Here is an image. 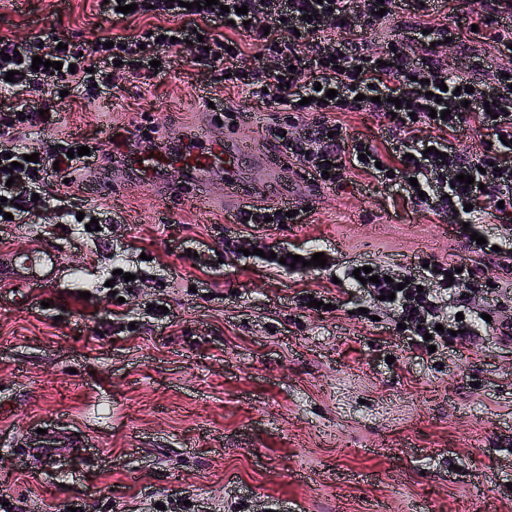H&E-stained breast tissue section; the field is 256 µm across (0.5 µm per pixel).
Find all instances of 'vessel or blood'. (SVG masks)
Instances as JSON below:
<instances>
[{"instance_id":"vessel-or-blood-1","label":"vessel or blood","mask_w":512,"mask_h":512,"mask_svg":"<svg viewBox=\"0 0 512 512\" xmlns=\"http://www.w3.org/2000/svg\"><path fill=\"white\" fill-rule=\"evenodd\" d=\"M195 145L191 150L172 152L157 149L153 153H136L126 157L127 166L135 169L147 183H155L159 172L170 166L181 167L198 181L204 182L216 174L224 176V207L227 214H235L247 198L254 196L255 190L247 185L240 175V159L250 153L247 145L233 148L226 144L211 141L206 130H198ZM255 166L267 172L270 179H277L287 164L286 157L276 151H268L255 156ZM60 272L58 252L54 247L37 244L16 260L14 264L0 266V283L37 284L49 287L56 283Z\"/></svg>"}]
</instances>
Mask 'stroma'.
I'll use <instances>...</instances> for the list:
<instances>
[{
    "label": "stroma",
    "instance_id": "obj_1",
    "mask_svg": "<svg viewBox=\"0 0 512 512\" xmlns=\"http://www.w3.org/2000/svg\"><path fill=\"white\" fill-rule=\"evenodd\" d=\"M146 18H103L95 0H0V35L55 32L93 42ZM475 53L512 68L470 35L440 47L449 67ZM191 56L147 86L120 80L101 104L69 100L30 143L73 136L98 145L70 187L51 186L33 223L0 229V261L46 243L59 251L50 288L0 289V512H512V270L479 256L467 336L419 359L387 306L355 292L328 311L300 298L329 271H276L268 250L318 249L331 269L363 262L394 274L423 259L467 256L453 215H435L366 176L311 187L300 224L232 223L208 188L191 197L178 168L165 194L114 163L129 151L178 148L193 128L272 150L263 104L249 124L217 119ZM75 212L110 211L86 231ZM139 272L134 291L108 288ZM167 307L166 315L152 305Z\"/></svg>",
    "mask_w": 512,
    "mask_h": 512
}]
</instances>
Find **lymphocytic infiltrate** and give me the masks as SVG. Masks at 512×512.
<instances>
[{
    "label": "lymphocytic infiltrate",
    "mask_w": 512,
    "mask_h": 512,
    "mask_svg": "<svg viewBox=\"0 0 512 512\" xmlns=\"http://www.w3.org/2000/svg\"><path fill=\"white\" fill-rule=\"evenodd\" d=\"M136 4V16L156 18L153 27L127 35L104 33L88 47L68 44L58 49L54 34L42 33L17 43L0 36V210L27 223L33 194H45L56 180L74 177L91 165L94 155L69 156L81 147L78 139L28 144L24 130L50 126L62 102L61 91L80 99L98 100L100 91L133 75L148 80L156 68H170L183 52L209 66L213 77H226L241 98L257 99L285 120L268 126L267 136L303 165L307 179L319 187L342 185L356 170L378 184L419 203L432 213H455L470 231L495 220L500 226L503 266H512V80L502 73L483 76V60L472 55L466 66L451 70L439 59L435 42H461L462 30L445 23L432 32L409 30L380 55L367 51L364 30L376 29L385 16L405 7L428 16L434 0H219L202 9L169 5L167 0H103L101 15H114L117 4ZM247 6V15L237 14ZM483 36L499 53L512 48V0H485ZM175 26H165V19ZM233 22V35L222 28ZM260 48L265 65L248 64L238 33ZM62 62L57 71L33 68V57ZM14 81H6L8 71ZM471 87L468 96L456 88ZM336 90L327 98V90ZM447 118H440V111ZM335 112H371L390 137L383 146L362 138H345L332 120ZM425 126L429 135L418 136ZM482 131L486 142L464 152L453 145L465 129ZM38 154L31 162L29 154ZM20 162L21 180L11 181L9 161ZM474 176L473 184L457 182L459 174ZM477 267L469 258L419 268L394 276L389 283H367L371 300L393 294L389 307L407 326L410 350L427 352L442 341L438 331L439 299L460 297L474 288Z\"/></svg>",
    "instance_id": "obj_1"
}]
</instances>
